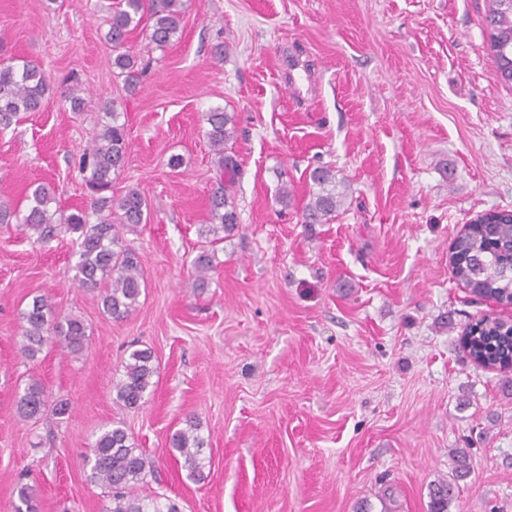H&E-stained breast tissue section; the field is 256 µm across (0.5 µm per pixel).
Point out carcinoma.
Returning <instances> with one entry per match:
<instances>
[{
    "label": "carcinoma",
    "mask_w": 512,
    "mask_h": 512,
    "mask_svg": "<svg viewBox=\"0 0 512 512\" xmlns=\"http://www.w3.org/2000/svg\"><path fill=\"white\" fill-rule=\"evenodd\" d=\"M105 34L112 51V67L127 90L135 92L140 83L141 62L128 46L131 32L143 24L149 26V40L157 48H166L179 36L182 25L180 0H118L106 16ZM495 71L512 70V0H491L485 16ZM49 84L41 65L25 61L20 65L0 58V125L7 128L21 113L38 112L43 107ZM66 101L71 110L81 112L86 106L85 89L77 81L70 86ZM99 130L79 158L78 166L89 189L90 204L66 214L56 203L54 190L39 183L27 196L28 207L17 210L11 202L0 201V224H19L21 231L47 242L63 230L77 235V261L74 280L97 293L105 314L115 321L128 318L139 305L146 288L139 257L127 244L125 236L136 233L150 221L147 199L136 189L116 199L112 175L126 163L128 139L125 124L114 103L101 107ZM205 136L220 172L218 187L210 198V221L199 234L205 239L202 251L193 261L195 285L205 286L215 268V248L238 227L234 203V186L238 174L229 144L237 139L234 114L216 107L203 115ZM316 191L303 208L305 224H325L342 204L343 193L337 190L336 175L328 168H317L309 175ZM452 277L464 284L479 299L494 298L512 302V215L501 211L467 225L453 243ZM21 347L25 358L34 360L48 346L73 353L81 351L88 338V326L77 316L52 319L47 297L39 295L21 316ZM468 353L474 362L501 369H512V326L494 322L483 325L479 320L469 325ZM158 365L154 353L135 348L122 364V374L113 384L115 400L126 409H138L155 386ZM47 395L37 379L25 383L17 400V413L23 420L40 417L46 411ZM206 445L195 418L185 419V427L171 436L169 448L184 459V467L193 480L203 478L202 449ZM452 472L430 486V512H448L455 498L457 481L471 468L468 452H452ZM90 483L104 490L108 504L103 512H179L174 504L162 511L146 503L137 493L139 484L154 471L155 463L138 448L125 428L117 423L105 429L92 445L87 459ZM19 505L16 512H39L38 499L31 485L16 486Z\"/></svg>",
    "instance_id": "obj_1"
}]
</instances>
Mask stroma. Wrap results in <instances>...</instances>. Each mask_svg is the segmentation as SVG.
I'll use <instances>...</instances> for the list:
<instances>
[{
  "label": "stroma",
  "mask_w": 512,
  "mask_h": 512,
  "mask_svg": "<svg viewBox=\"0 0 512 512\" xmlns=\"http://www.w3.org/2000/svg\"><path fill=\"white\" fill-rule=\"evenodd\" d=\"M103 4L0 0V52L39 62L50 85L40 111L0 129V200L25 207L48 183L61 211L85 207L78 159L111 100L129 141L112 195L138 189L151 210L127 236L146 291L119 322L74 281L73 234L38 244L0 224V512L21 481L40 512H102L85 460L113 422L155 462L140 497L181 512H429L454 448L472 469L448 512H512V370L475 364L463 343L468 323L512 319V305L450 273L465 225L512 211V87L494 77L490 0H183L169 47L131 33L132 94L112 73ZM74 77L91 94L81 112L63 98ZM216 107L238 122L240 224L197 288L219 178L202 115ZM316 167L347 196L309 226ZM40 294L85 321L81 352L22 357L21 313ZM135 348L159 375L128 410L112 385ZM31 377L68 415L18 417ZM189 416L207 442L198 482L168 452Z\"/></svg>",
  "instance_id": "stroma-1"
}]
</instances>
